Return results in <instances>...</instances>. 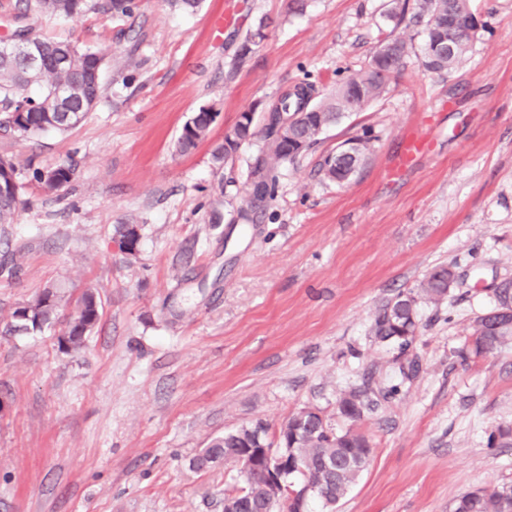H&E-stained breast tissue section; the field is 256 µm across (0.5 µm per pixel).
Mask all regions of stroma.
Masks as SVG:
<instances>
[{
	"label": "stroma",
	"instance_id": "obj_1",
	"mask_svg": "<svg viewBox=\"0 0 512 512\" xmlns=\"http://www.w3.org/2000/svg\"><path fill=\"white\" fill-rule=\"evenodd\" d=\"M135 2L129 16L21 18L0 0V36L22 25L108 57L102 96L75 128L0 130L23 201L0 232V252L15 255L0 268V512H224L236 466L192 465L212 439L256 420L277 433L304 407L347 429L337 400L353 389L371 400L353 426L374 454L335 512H451L462 492L512 483V447L489 444L512 424V346L466 349L512 279V0H471L482 27L444 76L423 68L422 37L396 24L391 0ZM230 6L234 24L212 36ZM389 35L409 53L383 96L279 166L260 220H240L264 138L212 159L240 112L256 109L263 127V108L296 81L331 88ZM203 106L208 138L176 153ZM412 128L434 144L391 177ZM365 131L355 177L325 179L323 156ZM62 162L69 182L45 192L34 171ZM125 223L141 228L133 256L112 241ZM437 264L456 283L419 301L410 347L376 341L378 308ZM49 285L102 301L82 353L7 331Z\"/></svg>",
	"mask_w": 512,
	"mask_h": 512
}]
</instances>
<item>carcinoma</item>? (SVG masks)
<instances>
[{"label":"carcinoma","mask_w":512,"mask_h":512,"mask_svg":"<svg viewBox=\"0 0 512 512\" xmlns=\"http://www.w3.org/2000/svg\"><path fill=\"white\" fill-rule=\"evenodd\" d=\"M136 8L135 0H18L19 13L35 11L44 16L72 17L87 9L107 15L127 16ZM399 22L422 27L425 35L422 47L424 67L442 74L453 68L469 51L480 28L469 0H414L411 14L401 9ZM407 42L399 37L387 38L379 44L371 62L365 68L348 74L336 83V88L319 101L310 103L316 95V86L308 78L293 85L271 106V111L288 117V136L279 139L272 128L265 130V147L256 158L248 174L253 186L247 207L239 210L245 221L254 220L256 211L273 198L277 189L275 169L308 151L318 141L322 131L341 121L351 112H360L376 100L398 71L406 53ZM42 60V68L35 72L28 67L31 55ZM106 66V54L78 44L48 41L31 35L28 29H15L0 38V128L11 129L23 137L48 131L66 132L74 125L65 120V107L79 117H85L99 100L101 77ZM214 113L199 108L183 125L176 142V150L187 153L196 148L210 130ZM250 118L241 114L233 132L213 151V158L221 163L231 159L242 144ZM356 155L331 152L324 156L321 170L331 180L347 182L355 175L366 158L369 138L357 136ZM71 168L60 163L35 172L36 181L52 192L69 182ZM0 182L7 185L0 192V226L15 223L23 201L21 185L17 181L16 166L12 160L0 157ZM134 231L130 224L115 229L113 241L119 251L131 254L125 244L132 241ZM452 269L447 265L434 267L417 290L398 294L375 314L371 333L381 342L394 343L404 350L410 346L419 328L417 300L440 301L450 292ZM494 306L480 316L469 337V346L477 355L492 352L512 340V281H505L494 290ZM63 295L56 287L44 289L34 300L16 308L12 313L13 330L27 333L52 331L59 324V309ZM101 301L93 290L84 291L76 310L63 324L57 337L58 347L67 352L78 351L100 316ZM369 407L366 393L361 390L345 392L337 400L338 413L350 421L362 419ZM270 445L268 426L261 421L228 431L213 440L193 460L199 471L210 468L213 460L226 448H260ZM300 468L291 473L302 480V486L322 484L320 494L330 501H340L356 484L369 466L373 446L363 433L346 430L335 432L319 420L308 429V437L299 442ZM329 456L336 459V472L326 475L318 467L319 460ZM266 474L253 471L248 485H232L224 495L239 494L250 504L260 508ZM302 490L286 493L278 512H306ZM452 512H512V485L477 488L458 496Z\"/></svg>","instance_id":"cac0c4a2"}]
</instances>
